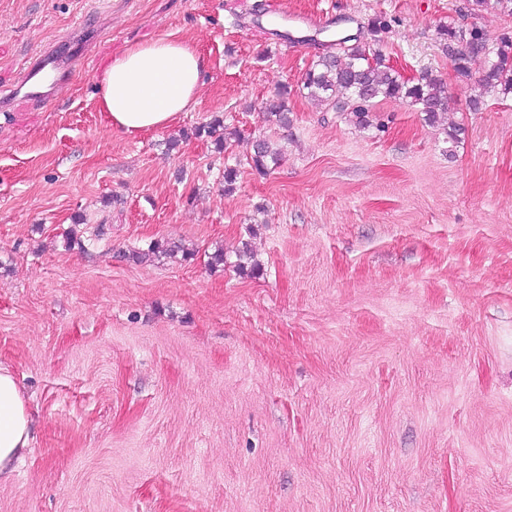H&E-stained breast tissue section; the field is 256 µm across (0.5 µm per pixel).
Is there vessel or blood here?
Returning a JSON list of instances; mask_svg holds the SVG:
<instances>
[{"label": "vessel or blood", "instance_id": "1", "mask_svg": "<svg viewBox=\"0 0 512 512\" xmlns=\"http://www.w3.org/2000/svg\"><path fill=\"white\" fill-rule=\"evenodd\" d=\"M84 32V26L74 27L66 38L48 44L32 57L18 81L16 93L37 105L50 104L55 87L68 83L86 51Z\"/></svg>", "mask_w": 512, "mask_h": 512}]
</instances>
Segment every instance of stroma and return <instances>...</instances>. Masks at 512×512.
Wrapping results in <instances>:
<instances>
[{
  "mask_svg": "<svg viewBox=\"0 0 512 512\" xmlns=\"http://www.w3.org/2000/svg\"><path fill=\"white\" fill-rule=\"evenodd\" d=\"M466 3L0 0L1 95L77 21L98 34L52 105L0 110V362L33 414L0 512H512V95L471 110L438 36L512 12ZM375 17L391 65L447 82L436 123L300 93ZM168 34L206 60L196 107L112 130L98 70ZM282 84L286 130L262 114ZM215 116L242 134L229 194L190 134ZM156 239L194 255L132 259ZM245 246L255 273L210 265ZM282 160L280 151L274 147V143L267 138H258L253 143V153L250 155L251 166L259 172H269L273 166H277Z\"/></svg>",
  "mask_w": 512,
  "mask_h": 512,
  "instance_id": "1",
  "label": "stroma"
}]
</instances>
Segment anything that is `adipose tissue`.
<instances>
[{"mask_svg":"<svg viewBox=\"0 0 512 512\" xmlns=\"http://www.w3.org/2000/svg\"><path fill=\"white\" fill-rule=\"evenodd\" d=\"M205 67L203 55L183 40L131 46L97 75L98 107L128 135L166 126L196 105ZM30 448L25 398L11 368L0 363V482L11 479Z\"/></svg>","mask_w":512,"mask_h":512,"instance_id":"obj_1","label":"adipose tissue"}]
</instances>
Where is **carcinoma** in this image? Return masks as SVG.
Returning a JSON list of instances; mask_svg holds the SVG:
<instances>
[{
    "label": "carcinoma",
    "mask_w": 512,
    "mask_h": 512,
    "mask_svg": "<svg viewBox=\"0 0 512 512\" xmlns=\"http://www.w3.org/2000/svg\"><path fill=\"white\" fill-rule=\"evenodd\" d=\"M438 35L444 52L456 64L457 78L468 80L475 70L480 74L481 94L470 98V109L478 110L486 94H512L511 36L504 35L491 44L487 34L476 27L463 29L452 25L440 26ZM301 88L307 91V97L325 102L338 112L349 113L359 126L369 124L371 109L377 101L392 98L409 101L433 124L448 94V85L441 77L426 72L416 80L407 79L381 52L353 35L337 38L334 50L313 62ZM290 93L286 85L276 88L263 108L266 122L285 130L290 127ZM192 135L209 139L219 154L226 153L240 140V132L217 116L194 127ZM281 160L282 155L271 140L254 141L250 163L255 170L268 172ZM179 251L178 244L162 240H153L147 247V253L155 256H171Z\"/></svg>",
    "instance_id": "1"
}]
</instances>
